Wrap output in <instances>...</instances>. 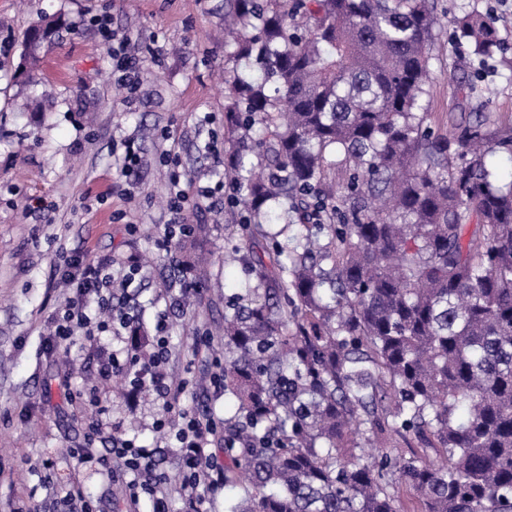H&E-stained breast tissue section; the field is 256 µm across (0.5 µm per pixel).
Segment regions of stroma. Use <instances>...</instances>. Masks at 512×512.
Segmentation results:
<instances>
[{"label": "stroma", "instance_id": "1", "mask_svg": "<svg viewBox=\"0 0 512 512\" xmlns=\"http://www.w3.org/2000/svg\"><path fill=\"white\" fill-rule=\"evenodd\" d=\"M446 20L468 13L491 16L503 53L488 66L462 58L440 34L429 63L426 124L440 134L483 113L512 125V0H435ZM225 0H0V512H125L122 478L106 479L97 464L71 454L83 447L92 409L103 422L159 449L155 470L171 486L181 481L180 451L155 427L163 402L151 386L113 395L100 388L90 406L83 383L118 343L109 335L94 342L76 337L66 355H48L43 340L49 316L64 301L58 267L87 252L99 260L136 261L142 280L133 300L140 332L153 335L160 314L169 322V375L187 379L183 405L223 421L235 412L223 390L202 388L224 359V299L246 293L252 282L242 265L224 262L238 242L237 217L214 206L185 212L186 222L206 224L210 276L194 306L169 302L180 289L173 267L180 251L156 241L169 210V167L178 158L182 180L200 185L233 179L224 172ZM107 17L111 29L131 37L138 85L127 90L92 19ZM56 20L50 42L33 65L36 80L23 83L28 65L25 30L41 18ZM60 65L58 79L51 65ZM134 141L140 176L129 195L109 194L114 153ZM216 151H205L208 141ZM53 204L36 212L37 200ZM139 227L129 234L127 224ZM214 338L210 355L194 352V327ZM80 472L83 499L65 503L71 472Z\"/></svg>", "mask_w": 512, "mask_h": 512}]
</instances>
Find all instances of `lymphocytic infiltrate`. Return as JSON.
Returning a JSON list of instances; mask_svg holds the SVG:
<instances>
[{
	"instance_id": "1",
	"label": "lymphocytic infiltrate",
	"mask_w": 512,
	"mask_h": 512,
	"mask_svg": "<svg viewBox=\"0 0 512 512\" xmlns=\"http://www.w3.org/2000/svg\"><path fill=\"white\" fill-rule=\"evenodd\" d=\"M213 196L212 188L185 187L179 180H172L169 208L176 219L164 225L161 233L163 244L171 245L174 239L187 235L190 227L181 219L183 212L200 207ZM139 272V267L135 265L112 272L106 263L89 257L75 260L61 274L72 294L65 298L63 306L51 317L55 329L48 341L49 346L54 348L72 342L79 328H93L112 333L115 338H123L136 322L137 315L126 303H113L109 291L115 285L124 289L132 287ZM166 360L167 338L160 334L154 338V352L150 359L141 360L135 353L123 358L114 354L102 364L98 375L104 380L113 374L134 370L135 385L151 383L158 395L164 398L166 409L177 410L179 423L174 437L180 448L184 472L180 492L185 496L191 512H202L203 500L198 489L201 485L220 481L224 467L208 451L209 437L213 433L212 420L201 417L196 411L179 409L178 403L185 385L162 372L161 367ZM78 454L87 461L99 460L107 469L111 468L113 461H121L129 477L127 492L130 501L138 502L141 494L146 493L153 499V512H167L166 497L153 481L154 449L138 445L135 439L116 436L106 455L93 457L86 448L79 449Z\"/></svg>"
}]
</instances>
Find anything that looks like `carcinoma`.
I'll return each instance as SVG.
<instances>
[{
	"label": "carcinoma",
	"mask_w": 512,
	"mask_h": 512,
	"mask_svg": "<svg viewBox=\"0 0 512 512\" xmlns=\"http://www.w3.org/2000/svg\"><path fill=\"white\" fill-rule=\"evenodd\" d=\"M224 134L255 286L224 302L229 512H512V126L424 128L431 0H227ZM458 48L503 51L479 13ZM52 28L24 34L29 55ZM300 228L257 256L268 215ZM416 439L434 455L387 452Z\"/></svg>",
	"instance_id": "1"
}]
</instances>
